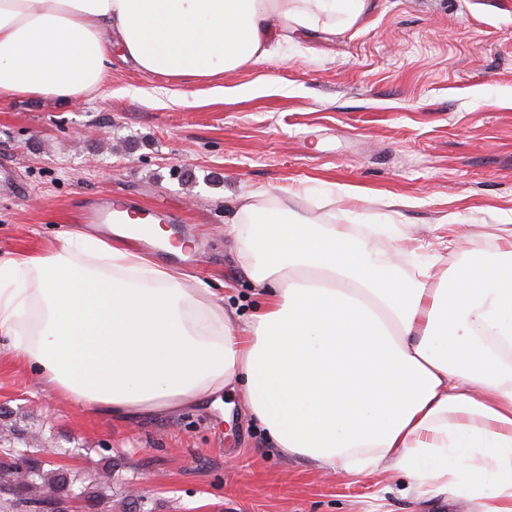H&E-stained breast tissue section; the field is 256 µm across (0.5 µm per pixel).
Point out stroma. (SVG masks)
<instances>
[{"mask_svg": "<svg viewBox=\"0 0 512 512\" xmlns=\"http://www.w3.org/2000/svg\"><path fill=\"white\" fill-rule=\"evenodd\" d=\"M106 86L111 96L69 105L0 103V255L51 250L105 193L169 207L205 242L187 282L207 281L246 315L251 285L224 235L240 193L287 197L353 233L376 227L375 250L398 249L408 280L512 225V0H368L351 29L297 35L213 78L146 74L116 54ZM0 405L54 448L49 466L88 478L111 467L112 512L132 485L136 512H465L463 499L417 494L402 472H318L207 400L122 425L1 356Z\"/></svg>", "mask_w": 512, "mask_h": 512, "instance_id": "35a3bbf8", "label": "stroma"}]
</instances>
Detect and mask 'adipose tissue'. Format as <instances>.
Here are the masks:
<instances>
[{
    "label": "adipose tissue",
    "mask_w": 512,
    "mask_h": 512,
    "mask_svg": "<svg viewBox=\"0 0 512 512\" xmlns=\"http://www.w3.org/2000/svg\"><path fill=\"white\" fill-rule=\"evenodd\" d=\"M315 3L0 0V100L104 89L116 41L145 73L215 76L319 14L352 27L367 0ZM224 232L257 299L247 318L124 233L79 230L0 258V352L120 424L236 388L282 453L352 475L398 470L473 512H512V227L503 249L410 281L371 234L281 198L239 194Z\"/></svg>",
    "instance_id": "1"
}]
</instances>
